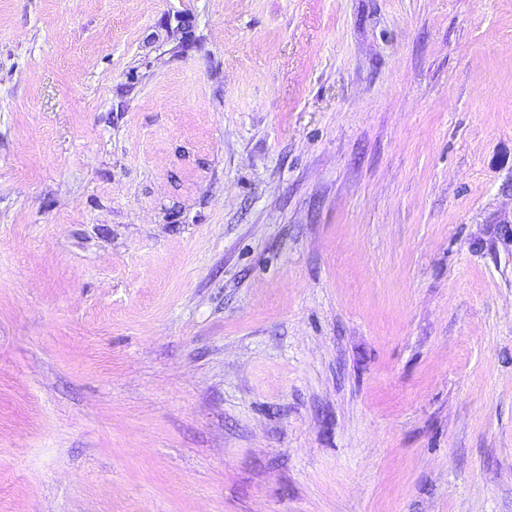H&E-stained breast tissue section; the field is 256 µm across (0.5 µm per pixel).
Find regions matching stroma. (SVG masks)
<instances>
[{
    "label": "stroma",
    "mask_w": 512,
    "mask_h": 512,
    "mask_svg": "<svg viewBox=\"0 0 512 512\" xmlns=\"http://www.w3.org/2000/svg\"><path fill=\"white\" fill-rule=\"evenodd\" d=\"M0 512H512V0H0Z\"/></svg>",
    "instance_id": "1"
}]
</instances>
